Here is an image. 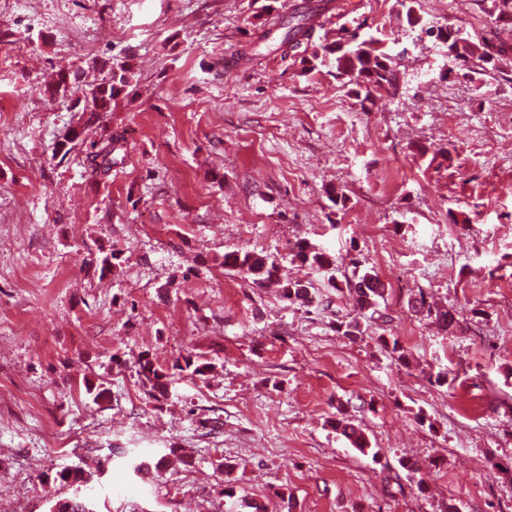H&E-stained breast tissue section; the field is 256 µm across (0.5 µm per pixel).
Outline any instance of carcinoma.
<instances>
[{
  "label": "carcinoma",
  "instance_id": "obj_1",
  "mask_svg": "<svg viewBox=\"0 0 512 512\" xmlns=\"http://www.w3.org/2000/svg\"><path fill=\"white\" fill-rule=\"evenodd\" d=\"M325 10V5L314 4L308 0L301 8L287 15H277L265 19L268 29L264 40L268 41L266 48L280 52L285 59L290 53L298 52L302 46H309L315 33V20ZM492 24L501 21H512V0H493L491 11ZM506 45L489 38L477 45L465 40L464 53L459 61L468 62L469 57L478 55L485 63H490L504 53ZM322 60L329 62L336 69V77L347 78L365 93L372 88H391L397 86V73L392 58L381 47L380 40L372 36H363L359 31L323 46ZM129 69L119 64L118 69L103 77L100 83L91 86L84 97L77 100L81 105L79 112L85 116V122L94 123L100 118V113L112 111V102L121 96L129 86ZM124 132L110 131L93 143L92 151L86 156L87 172L96 180L103 181L109 177L112 166L118 163L115 152L123 148ZM291 261L298 262L327 277V285L338 291L348 289L353 295L355 306L349 319L340 323L338 332L341 335L356 340L364 334L362 322L374 319L378 312L379 301L384 299L385 283L379 274L365 266L359 258L349 259L351 274L338 279L336 273V257L327 251L307 242L298 241L291 249ZM224 268L229 269L253 285L263 286L267 283L278 285L280 295L293 304L308 306L319 298L318 290L312 281L295 279L288 276L282 265L272 256L256 250L237 249L224 253ZM409 306L416 313H424L434 318L439 329L446 335H454L458 320L455 313L448 309H439L428 304L424 294L409 301ZM377 341L384 351L405 361L406 354L393 336H377ZM212 364L194 359L191 356L183 361H175L170 367H163L149 357H142L137 362V373L145 387L148 396L159 402L167 395V379L169 371L186 372L190 376H204ZM336 431L344 436L350 445L365 454L370 449V442L364 431L350 420L341 417L334 420Z\"/></svg>",
  "mask_w": 512,
  "mask_h": 512
}]
</instances>
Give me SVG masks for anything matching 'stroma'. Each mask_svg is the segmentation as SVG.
<instances>
[{
    "label": "stroma",
    "instance_id": "35a3bbf8",
    "mask_svg": "<svg viewBox=\"0 0 512 512\" xmlns=\"http://www.w3.org/2000/svg\"><path fill=\"white\" fill-rule=\"evenodd\" d=\"M297 2L0 0V500L16 512L73 499L56 474L76 467L98 512H512V48L462 64L426 32L490 37L492 0H416L415 27L398 0H329L313 50L357 30L397 63V89L365 99L310 57L234 61L263 42L260 5ZM120 61L126 93L84 129L73 92ZM104 128L127 144L96 183ZM303 238L384 281L361 338L337 333L352 303L334 289L308 311L222 264ZM100 247L118 254L105 275L86 262ZM421 292L456 310L455 336L409 311ZM145 354L213 367L156 402ZM341 413L370 454L336 433Z\"/></svg>",
    "mask_w": 512,
    "mask_h": 512
}]
</instances>
